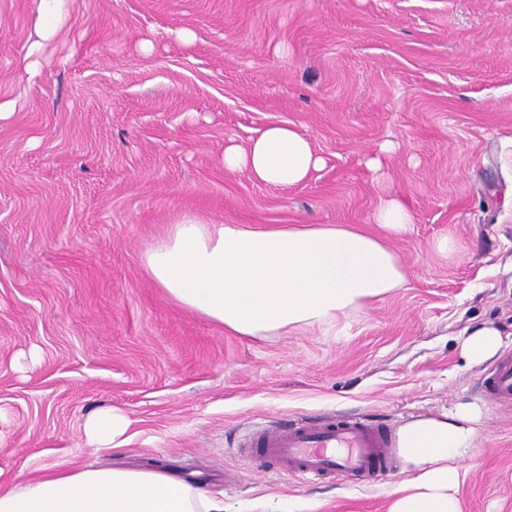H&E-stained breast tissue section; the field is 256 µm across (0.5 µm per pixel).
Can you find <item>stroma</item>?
Segmentation results:
<instances>
[{"instance_id":"stroma-1","label":"stroma","mask_w":512,"mask_h":512,"mask_svg":"<svg viewBox=\"0 0 512 512\" xmlns=\"http://www.w3.org/2000/svg\"><path fill=\"white\" fill-rule=\"evenodd\" d=\"M40 21V0H0V482L164 464L224 512H388L403 470L308 483L238 445L261 424L474 402L462 512H512V401L484 393L493 362L460 356L482 322L512 353V0H65L53 35ZM272 124L322 158L306 182L225 170ZM389 195L414 215L393 242L408 283L332 328L240 336L142 267L186 212L366 226ZM105 407L131 425L93 453Z\"/></svg>"}]
</instances>
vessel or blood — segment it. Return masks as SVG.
I'll return each mask as SVG.
<instances>
[{"label":"vessel or blood","mask_w":512,"mask_h":512,"mask_svg":"<svg viewBox=\"0 0 512 512\" xmlns=\"http://www.w3.org/2000/svg\"><path fill=\"white\" fill-rule=\"evenodd\" d=\"M484 387L494 399H512V357L485 378ZM244 453L308 481L380 479L393 471L397 460L394 430L356 415L263 427L248 437Z\"/></svg>","instance_id":"b4317fda"}]
</instances>
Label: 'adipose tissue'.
<instances>
[{
  "label": "adipose tissue",
  "instance_id": "1",
  "mask_svg": "<svg viewBox=\"0 0 512 512\" xmlns=\"http://www.w3.org/2000/svg\"><path fill=\"white\" fill-rule=\"evenodd\" d=\"M321 163L294 127H267L244 148L226 147L224 167L272 186L303 183ZM374 229L335 224H215L183 215L148 249L143 266L177 305L241 336H283L334 325L353 309L384 299L407 281L391 247L413 216L397 198L380 199ZM503 345L492 324L462 344L470 364L491 360ZM485 410L462 403L449 413L416 419L397 431L406 473L388 512H461L464 462L475 452ZM130 422L103 409L84 432L99 448H116ZM0 512H224V502L194 481L164 470L89 465L32 482L0 484Z\"/></svg>",
  "mask_w": 512,
  "mask_h": 512
}]
</instances>
